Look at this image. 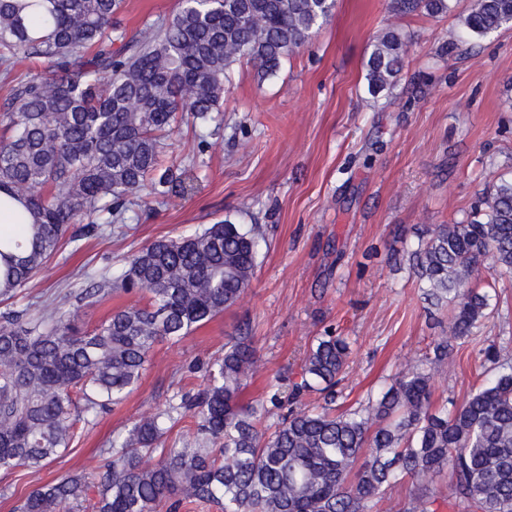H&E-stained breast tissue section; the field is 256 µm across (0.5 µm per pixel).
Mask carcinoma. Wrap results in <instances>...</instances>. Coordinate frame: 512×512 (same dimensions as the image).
<instances>
[{
  "label": "carcinoma",
  "instance_id": "carcinoma-1",
  "mask_svg": "<svg viewBox=\"0 0 512 512\" xmlns=\"http://www.w3.org/2000/svg\"><path fill=\"white\" fill-rule=\"evenodd\" d=\"M455 0H394L400 15H446ZM122 0H0V66L44 59L48 75L10 90L9 130L0 137V192L31 223L0 236V295L26 287L73 224L117 217L132 197L188 190L163 167L179 114L206 120L220 109L237 62L262 76L305 45L332 16L335 0H178L168 18L128 34ZM481 38L512 27V0H475L462 17ZM119 48L112 49V46ZM408 42L395 28L366 61L373 98L396 87ZM260 227L229 221L132 253L120 277L144 305L112 313L91 331L60 316L52 324L0 316V471L36 468L68 448L83 415L120 401L137 385L154 345L179 340L234 305L255 275ZM406 262L434 306L448 307V335L433 363L453 364L455 345L482 335L489 291L512 276V179L502 178L455 224H433ZM495 338L478 355L494 378L457 404L435 405L432 373L412 360L379 397L332 408L351 354L347 337L324 330L306 352L287 412L272 427L264 401L240 395L257 367L248 334L231 336L203 387L182 400L197 435L165 446L164 412L136 421L104 450L95 512H174L185 502L219 512H372L408 476L416 486L402 512H512V363ZM307 392L324 394L308 407ZM159 455L155 464L148 462ZM78 475L29 493L18 512H59L85 497Z\"/></svg>",
  "mask_w": 512,
  "mask_h": 512
}]
</instances>
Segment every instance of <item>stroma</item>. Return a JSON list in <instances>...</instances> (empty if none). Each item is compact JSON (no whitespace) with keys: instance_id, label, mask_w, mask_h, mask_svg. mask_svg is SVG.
Returning a JSON list of instances; mask_svg holds the SVG:
<instances>
[{"instance_id":"obj_1","label":"stroma","mask_w":512,"mask_h":512,"mask_svg":"<svg viewBox=\"0 0 512 512\" xmlns=\"http://www.w3.org/2000/svg\"><path fill=\"white\" fill-rule=\"evenodd\" d=\"M394 15L391 0H336L331 20L261 76L236 63L224 105L207 123L184 114L168 155L196 157L185 193L135 198L124 223L75 225L72 238L0 313L47 317L77 311L82 329L134 304L118 289L130 253L222 220L260 225L257 268L243 297L177 342L150 354L136 388L117 406L79 423L67 452L39 469L0 471V512L33 489L79 474L96 484L103 451L132 423L195 391L228 337L251 329L258 354L245 399L288 396L315 336L335 328L352 354L336 406L377 397L408 360L448 332V313L424 299L391 253L416 247L429 224L463 220L490 182L512 176V27L462 43V13ZM409 42L392 94L367 92L364 64L388 26ZM94 297H86L87 289ZM485 333L512 359V281L491 294ZM453 368L432 367L433 399L464 401L482 379L472 346Z\"/></svg>"}]
</instances>
